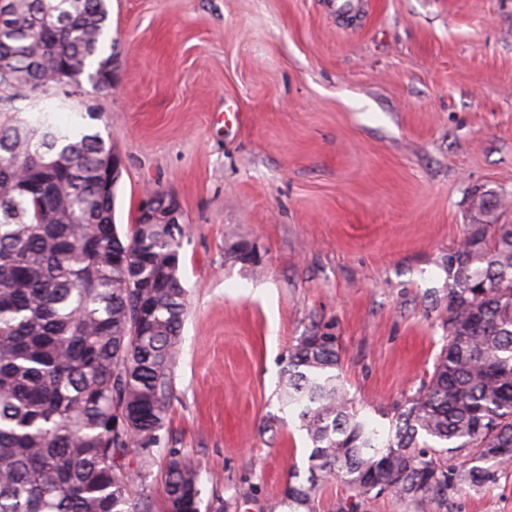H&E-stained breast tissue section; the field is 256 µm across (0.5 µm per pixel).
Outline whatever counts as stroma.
Listing matches in <instances>:
<instances>
[{
    "label": "stroma",
    "mask_w": 512,
    "mask_h": 512,
    "mask_svg": "<svg viewBox=\"0 0 512 512\" xmlns=\"http://www.w3.org/2000/svg\"><path fill=\"white\" fill-rule=\"evenodd\" d=\"M108 0L112 90L84 85L62 125L95 130L124 161L115 220L144 191L175 194L187 233L171 452L202 499L268 512L311 442L285 404L290 349L334 336L362 420L388 434L444 345L448 255L471 201L502 197L512 224V0ZM440 512H512V466Z\"/></svg>",
    "instance_id": "obj_1"
}]
</instances>
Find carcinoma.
Returning <instances> with one entry per match:
<instances>
[{
  "instance_id": "1",
  "label": "carcinoma",
  "mask_w": 512,
  "mask_h": 512,
  "mask_svg": "<svg viewBox=\"0 0 512 512\" xmlns=\"http://www.w3.org/2000/svg\"><path fill=\"white\" fill-rule=\"evenodd\" d=\"M106 0H0V512H201V473L170 454L159 498L126 457L162 442L186 290L183 223H115L112 142L14 106L29 85L70 98L94 90L106 53ZM448 255L447 342L395 432L358 419L330 336L288 355L285 404L303 406L307 484L270 512H316L341 477L354 507L383 494L419 512L496 481L512 461V224L489 190ZM491 461L490 467L483 463Z\"/></svg>"
}]
</instances>
